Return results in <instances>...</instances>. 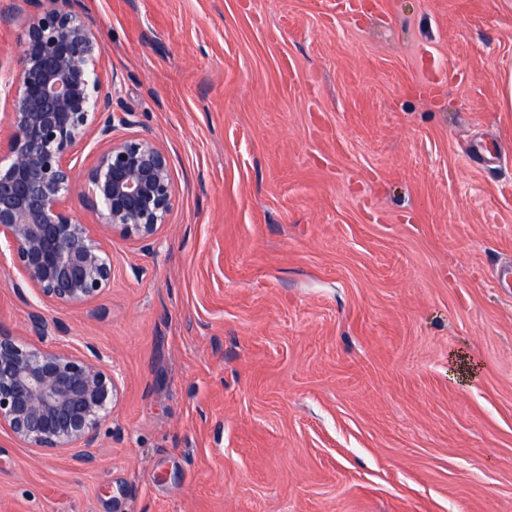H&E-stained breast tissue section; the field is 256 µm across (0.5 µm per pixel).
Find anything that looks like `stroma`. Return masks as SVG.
<instances>
[{"label":"stroma","instance_id":"stroma-1","mask_svg":"<svg viewBox=\"0 0 512 512\" xmlns=\"http://www.w3.org/2000/svg\"><path fill=\"white\" fill-rule=\"evenodd\" d=\"M82 5L177 199L88 303L0 260L120 386L91 462L0 430V512H512V0Z\"/></svg>","mask_w":512,"mask_h":512}]
</instances>
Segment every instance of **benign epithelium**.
<instances>
[{"label": "benign epithelium", "mask_w": 512, "mask_h": 512, "mask_svg": "<svg viewBox=\"0 0 512 512\" xmlns=\"http://www.w3.org/2000/svg\"><path fill=\"white\" fill-rule=\"evenodd\" d=\"M33 8L11 70L10 136L0 151V247L20 282L58 306L87 303L112 282V257L69 206L91 205L97 226L153 239L175 204L170 157L150 134L111 139L114 81L82 0H26ZM109 144L78 181L73 154L90 133ZM35 339L0 329V428L29 448H90L119 395L99 357L45 344L50 324L31 315Z\"/></svg>", "instance_id": "1"}]
</instances>
